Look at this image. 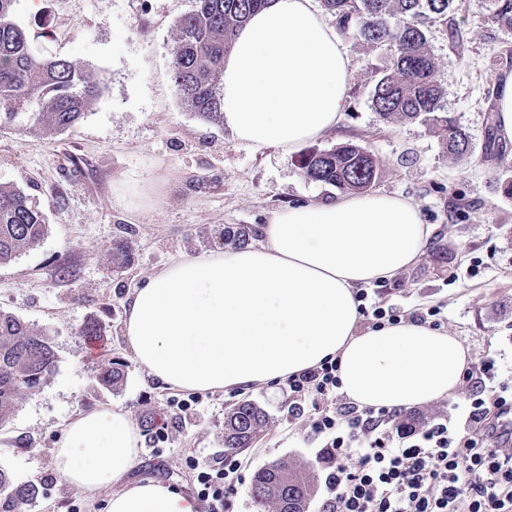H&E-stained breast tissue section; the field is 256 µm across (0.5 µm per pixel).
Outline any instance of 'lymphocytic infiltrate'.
I'll list each match as a JSON object with an SVG mask.
<instances>
[{
  "instance_id": "obj_1",
  "label": "lymphocytic infiltrate",
  "mask_w": 512,
  "mask_h": 512,
  "mask_svg": "<svg viewBox=\"0 0 512 512\" xmlns=\"http://www.w3.org/2000/svg\"><path fill=\"white\" fill-rule=\"evenodd\" d=\"M477 387L458 423L437 421L392 432L396 412L323 402L340 387L338 365L324 360L289 377L298 404L316 409L310 424L325 457L320 512H512V435L499 431L512 406V380L494 356L476 367ZM196 494L207 512H229L237 493L232 457L190 456Z\"/></svg>"
}]
</instances>
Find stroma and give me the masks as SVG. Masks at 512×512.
<instances>
[{
    "mask_svg": "<svg viewBox=\"0 0 512 512\" xmlns=\"http://www.w3.org/2000/svg\"><path fill=\"white\" fill-rule=\"evenodd\" d=\"M193 0H20L16 16L35 51L82 66L101 92L74 127L48 137L39 130L0 128V184L39 202L48 231L35 248L0 265V309L49 337L57 357L50 381L25 393L0 424V468L15 482L40 483L42 493L21 512H104L112 493L139 480L160 481L195 500L188 456L224 454V412L246 397L272 419L255 444L237 455L234 512H252L253 473L281 458L316 462L321 441L310 439L313 409L292 417L286 383L255 390L198 393V410L185 419L167 407L187 398L138 366L123 336L126 299L141 279L183 256L217 250L227 224L260 227L279 209L337 197L336 188L306 179L298 154L278 146L256 149L222 124L182 106L172 79L178 22ZM453 42L437 23L427 26L429 49L445 88L443 105L469 132L473 152L449 156L420 123L381 120L371 106L375 70L385 50L339 32L351 61L348 103L341 123L315 140L319 149L346 142L368 148L382 166L378 191L415 203L437 225L436 245L448 256L426 255L379 288L382 304L402 311L439 308L441 328L458 337L471 362L496 353L512 371V198L500 185L512 180V144L488 143L486 115L496 84L512 71V30L489 15L485 0H456ZM51 30L35 26V14ZM129 236L130 265L112 262V243ZM68 275H60V268ZM96 323L91 341L81 327ZM118 360L124 380L98 382L104 364ZM107 405L126 412L140 442L125 479L87 495L54 466L63 424L77 412ZM168 438L160 452L149 439L157 427Z\"/></svg>",
    "mask_w": 512,
    "mask_h": 512,
    "instance_id": "obj_1",
    "label": "stroma"
}]
</instances>
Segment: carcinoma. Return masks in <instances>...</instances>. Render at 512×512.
Returning a JSON list of instances; mask_svg holds the SVG:
<instances>
[{
	"label": "carcinoma",
	"instance_id": "cac0c4a2",
	"mask_svg": "<svg viewBox=\"0 0 512 512\" xmlns=\"http://www.w3.org/2000/svg\"><path fill=\"white\" fill-rule=\"evenodd\" d=\"M19 0H0V126L36 127L54 135L78 124L100 85L76 63L35 52L28 32L16 20ZM178 23L172 49L173 79L183 106L210 123H224V58L237 31L271 0H194ZM497 22L512 30V0H489ZM342 31H353L365 43L388 50V62L375 75L371 105L382 120L420 122L451 155L472 153L468 133L442 106L444 90L436 77L425 24L448 26L454 0H322ZM305 177L345 193L372 188L382 168L365 147L345 143L308 149L298 158ZM47 233L40 204L22 189L0 184V263L36 247ZM256 230L229 224L221 244L244 247ZM126 239L112 243V260L131 261ZM56 355L48 337L14 314L0 309V422L10 417L19 398L41 388L52 376ZM124 365L111 362L99 374L105 387L124 378ZM270 424V415L251 399H242L224 415V452L250 447ZM317 492L314 466L288 457L253 475L250 497L254 512H308ZM40 494L34 482L19 484L0 468V512H20Z\"/></svg>",
	"mask_w": 512,
	"mask_h": 512
}]
</instances>
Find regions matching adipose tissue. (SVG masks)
<instances>
[{
  "instance_id": "obj_1",
  "label": "adipose tissue",
  "mask_w": 512,
  "mask_h": 512,
  "mask_svg": "<svg viewBox=\"0 0 512 512\" xmlns=\"http://www.w3.org/2000/svg\"><path fill=\"white\" fill-rule=\"evenodd\" d=\"M350 60L311 0H271L224 60V122L255 148L295 146L336 128ZM409 199L351 193L276 211L259 240L183 257L141 280L124 335L149 375L180 390L244 389L336 360L359 408L408 410L452 398L468 352L455 336L404 321L358 332L357 292L415 264L434 241ZM138 435L103 406L65 424L55 465L96 492L133 467ZM105 512H193L161 482L113 493Z\"/></svg>"
}]
</instances>
